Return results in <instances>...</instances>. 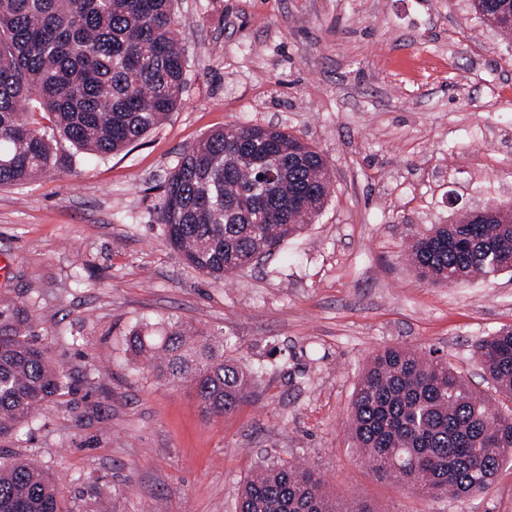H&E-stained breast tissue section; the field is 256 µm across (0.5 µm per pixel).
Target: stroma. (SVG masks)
<instances>
[{"mask_svg":"<svg viewBox=\"0 0 512 512\" xmlns=\"http://www.w3.org/2000/svg\"><path fill=\"white\" fill-rule=\"evenodd\" d=\"M187 58L171 118L98 159L58 141L45 177L0 187V281L29 306L66 387L0 462L41 458L63 512H236L260 465L315 469L377 512H512V459L476 496L421 497L378 480L347 420L381 349L439 351L486 390L476 344L512 327V272L421 279L416 232L512 206V40L470 0H176ZM232 124L316 147L333 191L316 222L231 283L184 262L156 222L181 155ZM174 318L263 367L257 397L221 417L128 352Z\"/></svg>","mask_w":512,"mask_h":512,"instance_id":"35a3bbf8","label":"stroma"}]
</instances>
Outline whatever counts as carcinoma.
<instances>
[{"mask_svg": "<svg viewBox=\"0 0 512 512\" xmlns=\"http://www.w3.org/2000/svg\"><path fill=\"white\" fill-rule=\"evenodd\" d=\"M175 0H0V186L51 173L56 138L107 157L141 140L177 108L187 67ZM512 33V0H471ZM49 117L46 129L31 120ZM251 136L255 163L228 141ZM263 179H258V176ZM158 222L183 260L216 280L244 269L319 216L331 193L323 155L263 125L228 126L185 152L161 185ZM410 261L434 284L512 272V225L439 224L413 235ZM154 375L191 390L222 416L255 396L260 367L224 356V337L179 320L135 327L128 343ZM494 395L448 360L399 347L365 367L352 403V447L380 480L424 496L485 491L512 453V328L475 347ZM66 386L32 334L28 306L0 296V445ZM0 512H61L50 474L20 459L0 464ZM237 512H376L324 488L310 468L266 464L247 480Z\"/></svg>", "mask_w": 512, "mask_h": 512, "instance_id": "obj_1", "label": "carcinoma"}]
</instances>
